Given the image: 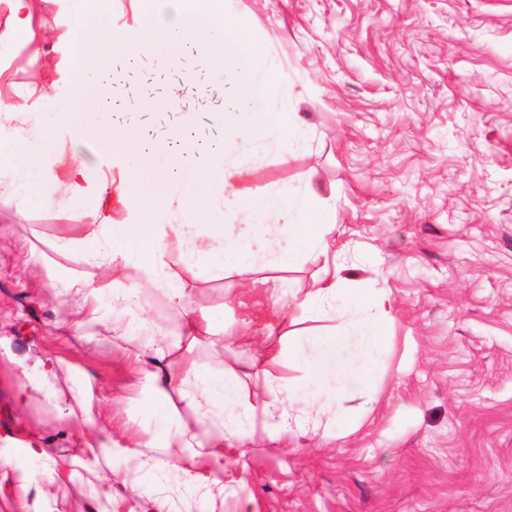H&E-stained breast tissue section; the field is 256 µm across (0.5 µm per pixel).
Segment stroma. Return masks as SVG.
Here are the masks:
<instances>
[{
	"instance_id": "1",
	"label": "stroma",
	"mask_w": 512,
	"mask_h": 512,
	"mask_svg": "<svg viewBox=\"0 0 512 512\" xmlns=\"http://www.w3.org/2000/svg\"><path fill=\"white\" fill-rule=\"evenodd\" d=\"M32 29L39 67L20 42L0 44V97L31 106L53 130L46 161L67 180L74 156L111 172L99 140L57 125L68 98L65 33L75 0H37ZM253 19L252 38L280 74L308 141L268 147L241 181L271 193L312 184L336 226L330 249L366 287L392 291L389 345L365 386L370 410L352 428L332 415L257 428L247 454L200 448L160 467L191 416L173 382L149 399L141 363L253 394L256 375L281 389L302 376L289 341L342 326L344 311L312 318L293 304L319 265L251 264L239 249L188 258L167 238L164 261L190 290L198 338L170 330L173 304L142 289L120 332L86 336L79 318L111 324L113 295L137 280L133 266L99 277L78 261L80 226L101 200L37 205L19 195L0 160V512H16L15 487L35 479L29 512H512V0H224ZM145 58L123 92L119 120L154 139L178 120L148 112L145 99L177 90L183 111L208 128V58L185 70ZM254 279L271 287L249 288ZM93 413L95 424L84 421ZM136 442L127 459L85 458L95 428ZM39 448L82 459L64 494L48 484ZM223 466L224 491L209 481Z\"/></svg>"
}]
</instances>
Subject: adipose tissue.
Listing matches in <instances>:
<instances>
[{
    "label": "adipose tissue",
    "instance_id": "1",
    "mask_svg": "<svg viewBox=\"0 0 512 512\" xmlns=\"http://www.w3.org/2000/svg\"><path fill=\"white\" fill-rule=\"evenodd\" d=\"M139 2L138 33L132 36L109 25L110 0H78L75 23L68 34L73 81L68 100L57 115L59 124L72 129L79 139L96 136L101 127L111 126L107 147H119L131 155V162L115 161L112 176L106 177L79 158L68 181H60L45 161L53 133L43 128L0 142V157L10 162L26 198L46 203L60 189L77 196L92 183L100 194L110 196L116 213L94 221L92 233L84 236L85 262L105 270L119 263L135 265L144 286L168 292L180 309L183 327L191 333L197 327L187 311V290L174 287L172 277L161 273L168 236L191 248L203 236L210 246H235L252 259H267L284 267L321 262L317 287L299 305L318 316L341 307L349 319L337 331L291 343V354L304 373L302 386L285 393L264 381L257 386L256 399L250 401L241 399L234 382L225 383L224 406L241 418L232 432L210 420L209 388L194 386L186 393L191 424L180 448L199 438L213 448L223 447L230 438L245 441L256 421L276 419L287 424L299 400L310 411L333 410L336 421L344 422L369 405L358 385L370 376L386 349L391 292L363 287L358 278L328 264L329 240L336 226L319 221L322 201L316 193L291 196L233 186V178L244 174L254 146L273 143L285 147L302 134L300 126L290 120L287 97L273 95L279 76L250 37V16L226 15L224 0ZM31 17L30 0H11L9 22L0 31V40L24 39L28 62L35 66L42 59L43 47L32 30ZM187 41L210 54L214 70L220 71L230 87L222 124L224 140L213 147L197 141L186 143L172 166L159 168L154 164L155 145L127 138L111 113H100L95 122L83 119L81 110L94 86L87 71L97 57L107 66L118 57L150 56ZM217 203L224 206V221L207 223ZM292 211L298 213V221L289 220Z\"/></svg>",
    "mask_w": 512,
    "mask_h": 512
}]
</instances>
